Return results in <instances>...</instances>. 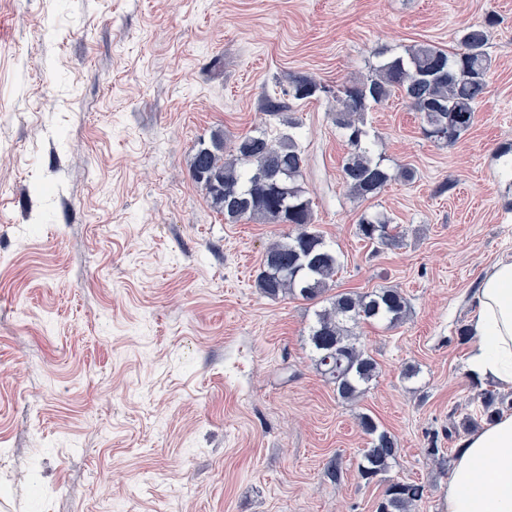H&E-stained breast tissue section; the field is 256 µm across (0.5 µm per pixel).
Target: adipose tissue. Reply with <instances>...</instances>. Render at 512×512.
Returning <instances> with one entry per match:
<instances>
[{
	"label": "adipose tissue",
	"instance_id": "obj_1",
	"mask_svg": "<svg viewBox=\"0 0 512 512\" xmlns=\"http://www.w3.org/2000/svg\"><path fill=\"white\" fill-rule=\"evenodd\" d=\"M470 375L512 390V258L497 261L473 297ZM446 512H512V413L460 439Z\"/></svg>",
	"mask_w": 512,
	"mask_h": 512
}]
</instances>
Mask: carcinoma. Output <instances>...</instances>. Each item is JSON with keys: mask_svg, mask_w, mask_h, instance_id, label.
Here are the masks:
<instances>
[{"mask_svg": "<svg viewBox=\"0 0 512 512\" xmlns=\"http://www.w3.org/2000/svg\"><path fill=\"white\" fill-rule=\"evenodd\" d=\"M492 16L484 24L464 29L459 47L450 53L428 43L406 50L373 68L368 75L347 83L330 97L336 101V126L345 132L350 153L342 173L350 191L362 198L377 196L394 175L375 156L361 116L371 107L398 94L420 115L421 130L437 143L453 144L470 128L476 106L487 89L493 61L487 51ZM324 87L308 76H295L279 97H268L262 111L276 118L291 112L295 103L314 97ZM306 164L301 147L290 133L271 136L266 132L245 135L228 145L216 134L200 146L190 162L193 181L200 185L212 207L230 223L261 221L288 224L292 231L266 249L258 288L271 297L298 296L320 304L308 340L316 369L334 386L343 401L363 394L378 375V363L369 354L355 329L378 321L389 327L403 324L409 301L396 288H378L369 293L325 294L341 267V259L313 224L312 204L298 184ZM363 241L386 248L402 244V235L380 213L364 214L356 225ZM480 408L448 428V436L512 406V400L491 388L472 382ZM370 437L358 463L362 479L372 482L389 471L398 453L394 436L377 420L359 418ZM425 487L414 482H392L378 503L377 512H410L424 497Z\"/></svg>", "mask_w": 512, "mask_h": 512, "instance_id": "1", "label": "carcinoma"}]
</instances>
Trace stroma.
Masks as SVG:
<instances>
[{"label":"stroma","instance_id":"obj_1","mask_svg":"<svg viewBox=\"0 0 512 512\" xmlns=\"http://www.w3.org/2000/svg\"><path fill=\"white\" fill-rule=\"evenodd\" d=\"M491 15L487 92L456 143L401 98L366 112L386 166L415 173L376 197L346 187L325 96L294 129L261 110L296 76L333 88L415 44L455 51ZM217 129L293 131L344 263L332 292L406 295L400 327L358 329L380 372L356 401L311 359L314 305L257 286L284 225L226 223L192 180ZM510 143L512 0H0V512H376L392 481L444 512L448 427L477 407L456 329L512 257ZM374 211L400 247L357 237ZM362 413L399 442L369 484Z\"/></svg>","mask_w":512,"mask_h":512}]
</instances>
